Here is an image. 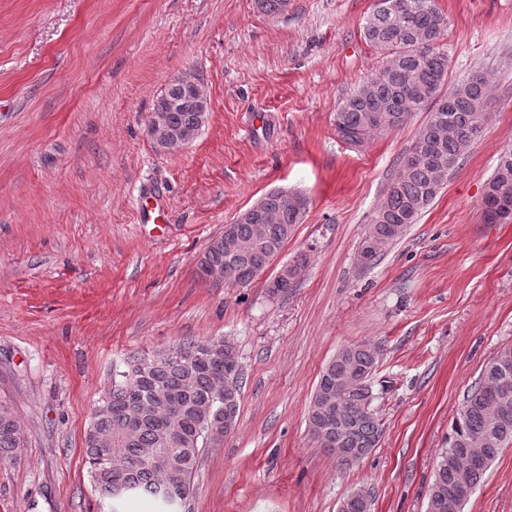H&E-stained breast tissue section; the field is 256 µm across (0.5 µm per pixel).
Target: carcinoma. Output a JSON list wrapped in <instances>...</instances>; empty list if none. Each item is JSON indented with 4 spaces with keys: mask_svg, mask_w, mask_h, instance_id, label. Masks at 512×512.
Listing matches in <instances>:
<instances>
[{
    "mask_svg": "<svg viewBox=\"0 0 512 512\" xmlns=\"http://www.w3.org/2000/svg\"><path fill=\"white\" fill-rule=\"evenodd\" d=\"M395 10L375 6L363 27L365 39L387 54L385 63L343 100L334 124L344 141L366 140L396 131L414 113L429 117L400 159L399 170L373 213L366 240L389 247L418 223L443 180L482 134L491 118L490 80L476 71L445 87L448 55L436 42L448 18L435 0H390ZM160 124L189 132L197 117L183 85L169 83L154 105ZM491 198L512 201V153L500 156L486 183ZM260 218L231 225L232 234L215 239L204 262L226 272L224 281L250 283L257 271L278 256L301 223L306 206H296L286 192L258 200ZM209 340H191L174 350L134 355L114 373L112 387L94 408L84 438V455L95 489L120 512L132 494L149 496L165 512H181L191 494L202 448L211 433L224 432V420L237 417L240 390L230 400L218 389L224 373L241 378L235 349L210 352ZM380 351L366 343L339 349L325 365L309 410L311 431L320 446L350 466L369 454L382 436L373 409L371 378ZM183 395L181 413L168 414V393ZM180 429L182 439L169 445L160 428ZM18 421L0 408V461L18 447ZM512 444V346L501 348L484 366L478 382L463 397L453 421L451 443L438 457L426 512H462L501 450Z\"/></svg>",
    "mask_w": 512,
    "mask_h": 512,
    "instance_id": "obj_1",
    "label": "carcinoma"
}]
</instances>
